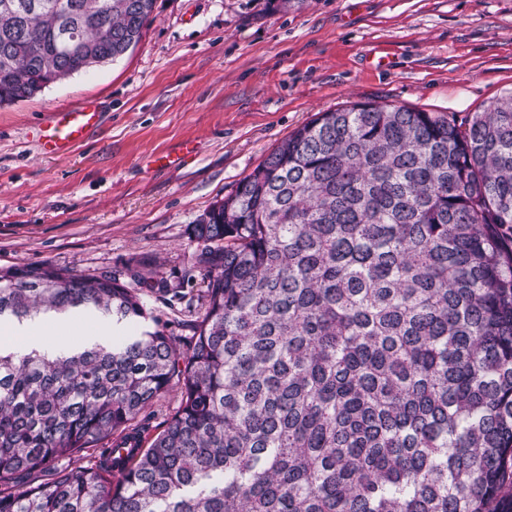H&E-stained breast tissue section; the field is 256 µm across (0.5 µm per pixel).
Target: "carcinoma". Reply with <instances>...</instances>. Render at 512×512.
Returning a JSON list of instances; mask_svg holds the SVG:
<instances>
[{"mask_svg": "<svg viewBox=\"0 0 512 512\" xmlns=\"http://www.w3.org/2000/svg\"><path fill=\"white\" fill-rule=\"evenodd\" d=\"M154 5L0 0V105L124 56ZM189 234L187 343L0 350V512H512V93L464 124L322 112ZM132 277L0 269V317L179 296ZM174 380L164 429L134 425Z\"/></svg>", "mask_w": 512, "mask_h": 512, "instance_id": "1", "label": "carcinoma"}]
</instances>
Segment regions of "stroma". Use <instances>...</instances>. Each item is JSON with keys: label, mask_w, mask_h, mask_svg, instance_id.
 Instances as JSON below:
<instances>
[{"label": "stroma", "mask_w": 512, "mask_h": 512, "mask_svg": "<svg viewBox=\"0 0 512 512\" xmlns=\"http://www.w3.org/2000/svg\"><path fill=\"white\" fill-rule=\"evenodd\" d=\"M510 92L512 0H156L125 56L0 106V268L152 271L184 298L144 292L124 333L188 336L203 311L189 227L289 133L358 101L461 122ZM85 101L100 127L42 155L51 114Z\"/></svg>", "instance_id": "stroma-1"}]
</instances>
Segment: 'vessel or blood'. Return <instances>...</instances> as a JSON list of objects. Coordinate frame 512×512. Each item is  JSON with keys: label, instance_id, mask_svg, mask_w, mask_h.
Here are the masks:
<instances>
[{"label": "vessel or blood", "instance_id": "obj_1", "mask_svg": "<svg viewBox=\"0 0 512 512\" xmlns=\"http://www.w3.org/2000/svg\"><path fill=\"white\" fill-rule=\"evenodd\" d=\"M99 121L100 114L90 101L56 112L40 130L42 152L51 156L66 155L84 141Z\"/></svg>", "mask_w": 512, "mask_h": 512}]
</instances>
